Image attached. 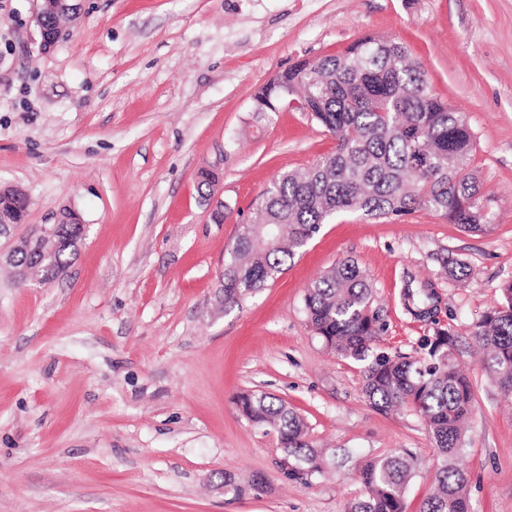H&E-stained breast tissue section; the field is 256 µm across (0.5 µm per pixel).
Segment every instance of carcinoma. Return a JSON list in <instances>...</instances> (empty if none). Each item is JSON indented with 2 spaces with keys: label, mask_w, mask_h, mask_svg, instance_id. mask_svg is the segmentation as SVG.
<instances>
[{
  "label": "carcinoma",
  "mask_w": 512,
  "mask_h": 512,
  "mask_svg": "<svg viewBox=\"0 0 512 512\" xmlns=\"http://www.w3.org/2000/svg\"><path fill=\"white\" fill-rule=\"evenodd\" d=\"M312 109L313 119L336 139V150L313 166L283 174L261 195L224 260L220 288L224 308L266 286L336 215L358 213L389 218L420 208L476 232L491 224L469 157L475 135L430 89L423 67L409 61L399 42L364 37L345 52L297 62L255 94L256 111L277 112L288 93ZM27 200L13 189L0 192V224H21ZM75 224H60L57 241L25 253L12 268L16 277L34 271L50 281L61 276L78 252ZM418 318L432 314L433 294H406ZM304 309L325 346L362 367L363 391L382 410L411 408L425 421L435 448V490L422 512H470L468 477L455 460L462 451L465 422L473 405L471 383L455 363L451 329L422 338L414 356H393L377 346L385 331L372 307V288L357 263L345 259L308 289ZM483 350V364L505 393H512V282L501 301L471 332ZM241 414L278 434L288 459V476L320 475L325 460L307 438L300 416L267 393L242 394ZM359 494L348 512H405L406 487L413 477L407 452L376 455L358 464Z\"/></svg>",
  "instance_id": "carcinoma-1"
}]
</instances>
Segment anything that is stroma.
I'll list each match as a JSON object with an SVG mask.
<instances>
[{
  "label": "stroma",
  "mask_w": 512,
  "mask_h": 512,
  "mask_svg": "<svg viewBox=\"0 0 512 512\" xmlns=\"http://www.w3.org/2000/svg\"><path fill=\"white\" fill-rule=\"evenodd\" d=\"M78 2L43 51L33 0H0V188L29 201L0 254L67 208L87 226L55 282L23 285L0 264V512H347L357 461L395 451L415 458L405 512H421L435 472L423 420L372 407L359 364L328 349L303 308L346 258L369 277L382 349L412 356L435 328L454 331L474 389L460 463L470 510L512 512V398L471 336L512 281V0ZM367 35L402 43L465 116L491 228L465 232L428 209L343 214L224 309L225 252L261 193L336 147L309 113L257 111L255 93ZM203 167L219 176L206 199ZM452 258L470 276L448 277ZM422 286L431 321L405 306ZM251 392L302 416L326 473L288 478L276 433L236 405ZM228 474L241 495L225 493Z\"/></svg>",
  "instance_id": "1"
}]
</instances>
